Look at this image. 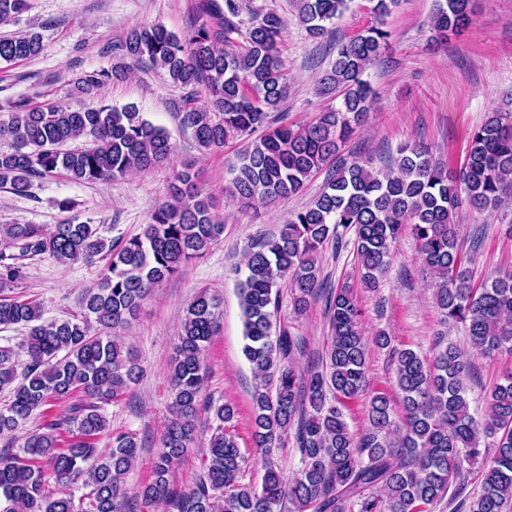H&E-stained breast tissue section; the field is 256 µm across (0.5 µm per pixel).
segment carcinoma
Returning <instances> with one entry per match:
<instances>
[{"label": "carcinoma", "instance_id": "1", "mask_svg": "<svg viewBox=\"0 0 512 512\" xmlns=\"http://www.w3.org/2000/svg\"><path fill=\"white\" fill-rule=\"evenodd\" d=\"M372 2L375 24L339 45L319 81V94L338 92L341 105L297 128L271 116L288 93L280 57L285 23L274 11L255 14L240 42L237 0H196L188 36L142 24L116 46L122 57L162 69L188 89L177 118L199 150L220 149L234 138L246 142L229 166L227 188L244 206L295 195L312 173L336 161L313 202L293 212L279 234L251 247L240 283L243 355L259 380L252 436L268 458L261 485L244 482L245 458L227 427L233 407L203 402L204 352L222 317L216 294L202 291L186 309L170 365L171 417L152 478L133 496L125 479L142 444L134 433L110 430L104 414L138 377L135 359L115 331L137 317L154 288L180 275L224 235L212 197L186 166L174 175L170 200L153 210L142 234L129 239L107 241L92 224L74 219L51 229L0 227V326L28 327L22 372L13 349L0 347V389L12 388V400L0 407V436L23 427L36 411L73 400L66 414L28 433L21 452H0V512H434L448 494L464 492L466 473L480 457V488L460 512H512V370L490 390L483 411L471 408L468 397L474 358L512 351V266L476 283L456 221L464 200L479 213L512 201V113L493 112L470 133L457 171L416 144L399 147L382 170L342 158V145L370 109L373 90L363 75L386 48L384 19L400 4ZM26 6L27 0H0V25ZM295 6L298 22L319 37L343 16L348 0H295ZM473 10V0H440L431 25L440 34L457 31L472 21ZM42 50L36 32L0 38V61L31 59ZM128 75V66L116 63L75 79V93L97 99L82 109L27 98L11 102L7 118L0 119V137L12 143L11 151L0 152V184L25 194L33 180L60 173L93 183L167 162L173 146L164 129L100 96L104 86ZM199 86L208 90L206 104L198 102ZM82 139L87 143L67 147ZM349 233L361 282L373 289L396 245L410 234L432 276L443 322L461 328L469 341L462 349L440 336L430 360L412 349L394 351L400 417L388 393L368 391L370 342L353 287L344 283L328 292L330 341L318 363L303 372L296 362L305 354L304 339L277 323L284 284L293 313H306L323 286V249L331 242L342 247ZM44 254L61 264L108 259L84 294L81 317L44 322L40 302L7 294L21 277L19 258ZM359 399L370 427L357 437L345 411ZM202 409L216 421L203 475L178 490L169 473L192 450ZM105 435L109 446L100 448ZM290 437L301 467L287 480L269 457ZM50 479L63 488L61 496L46 492Z\"/></svg>", "mask_w": 512, "mask_h": 512}]
</instances>
